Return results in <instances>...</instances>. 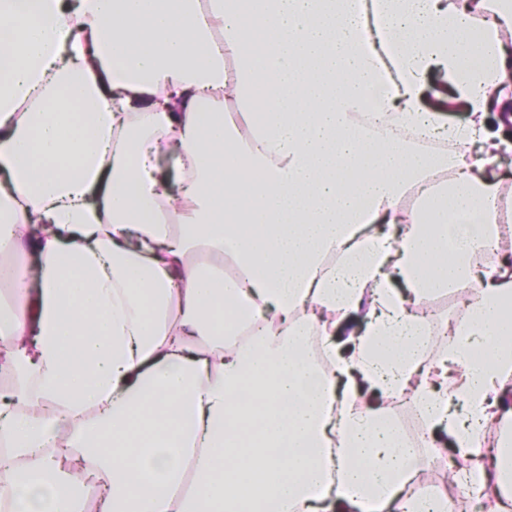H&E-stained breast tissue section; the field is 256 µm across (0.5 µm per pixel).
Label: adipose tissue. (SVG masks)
Returning <instances> with one entry per match:
<instances>
[{
  "mask_svg": "<svg viewBox=\"0 0 512 512\" xmlns=\"http://www.w3.org/2000/svg\"><path fill=\"white\" fill-rule=\"evenodd\" d=\"M509 82L512 0H0V512H448L408 389L512 512ZM465 299V291H450L422 303L420 310L424 306L426 310L431 313L435 324L439 325L441 328L448 322L449 329L451 323L455 322L463 312L462 307H464L463 303ZM392 410L394 416L404 428L408 436L422 427L423 424L417 408L414 405L411 393L397 399L392 404ZM422 444L423 447L418 448L421 452V468H423V477L426 484L438 489L447 487L451 483L448 481V467L447 470L440 467L439 460L443 458L432 455L429 449L425 447V441Z\"/></svg>",
  "mask_w": 512,
  "mask_h": 512,
  "instance_id": "obj_1",
  "label": "adipose tissue"
}]
</instances>
